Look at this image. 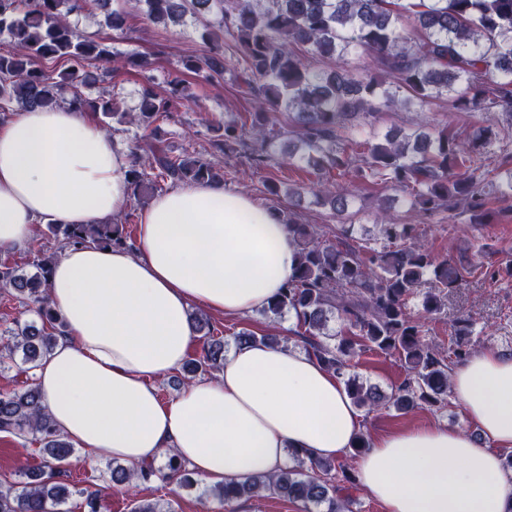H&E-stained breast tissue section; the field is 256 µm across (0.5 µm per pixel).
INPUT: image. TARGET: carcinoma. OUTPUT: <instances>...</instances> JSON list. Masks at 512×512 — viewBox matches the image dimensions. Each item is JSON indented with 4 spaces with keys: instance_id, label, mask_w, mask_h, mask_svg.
<instances>
[{
    "instance_id": "carcinoma-1",
    "label": "carcinoma",
    "mask_w": 512,
    "mask_h": 512,
    "mask_svg": "<svg viewBox=\"0 0 512 512\" xmlns=\"http://www.w3.org/2000/svg\"><path fill=\"white\" fill-rule=\"evenodd\" d=\"M143 21L176 23L186 15L218 17L207 32V53L185 61L184 68L202 81L213 73L237 70L256 105L249 118H212L218 132L215 149L236 152L251 165L305 164L321 180L307 187L316 198L342 215L354 198L351 190H330L325 177L353 173L362 183L391 184L405 192L410 209L433 216L461 205L470 223L481 224L485 198L491 190L512 203V173L502 181L485 183L477 175L473 154L491 144L496 134L487 128L464 141L452 126L432 134L423 126L380 132V112L394 107L416 112L432 99L447 97L448 111L498 107L512 116V0H136ZM109 0H0V35L12 49L0 53V103L21 108L57 106L65 92L89 75L85 64L96 60L115 77L127 66L145 68L148 62L118 57L101 44L82 38L70 25L73 14L105 12L112 29L125 26V15L108 11ZM226 33L236 40L234 59L224 60ZM351 55L372 58L384 74L357 79L342 68L322 71L308 59L325 57L344 63ZM60 69L47 73L41 64ZM167 96L151 84L142 87L139 111L121 109L117 99H88L74 93L67 100L78 112L101 125L115 119L148 130L168 121L186 103L195 101L178 80ZM294 114L290 130L276 114ZM288 138V158L276 157L277 140ZM130 199L141 204L163 183H216L223 175L198 154L174 153L164 146L147 157L136 156L128 171ZM298 254L294 274L263 312L273 321L294 314L306 350L343 380L354 404L368 411L440 409L451 394L453 367L472 352L476 322L459 313L448 346L426 338L422 318L445 307L448 292L460 287L473 272L464 254L439 256L419 240L417 225L382 224L384 242L356 248L322 237L314 224L293 215L283 218ZM62 233L61 248L87 243L101 248H134L125 225L51 224ZM57 255L38 250L23 273L0 262V290L32 306L39 322L16 323L0 332V366L16 360L24 371L35 369L49 354L64 324L49 300L50 277ZM419 299L422 313L411 311ZM341 324L330 332V323ZM201 334L199 355L183 366L187 379L219 370L227 342L195 319ZM369 351L395 355L405 370L402 381L384 393L350 373ZM0 433L30 435L40 445L43 465L25 474L26 481L0 487V512H58L72 496L84 497V512H101L96 493L78 490L69 466L75 447L52 423L35 386L0 392ZM370 439L360 433L342 461L317 460L297 449L288 450L294 465L270 475H250L213 486L224 512H235L243 499L275 494L302 504L308 512L326 506L327 512H352L349 491L356 488L353 467ZM164 465L138 468L116 461L109 482L130 489L155 480L192 485L189 470L171 449Z\"/></svg>"
}]
</instances>
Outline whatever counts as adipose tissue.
Masks as SVG:
<instances>
[{
	"instance_id": "obj_1",
	"label": "adipose tissue",
	"mask_w": 512,
	"mask_h": 512,
	"mask_svg": "<svg viewBox=\"0 0 512 512\" xmlns=\"http://www.w3.org/2000/svg\"><path fill=\"white\" fill-rule=\"evenodd\" d=\"M127 150L72 108L0 122V247L27 246L37 225L105 223L129 202ZM296 251L279 212L222 184L174 189L140 214L135 250L67 248L50 281L65 334L34 370L56 428L95 458L155 463L170 448L202 478L272 474L287 451L345 457L362 416L313 355L236 345L217 377L161 401L156 380L179 371L194 335L191 306L227 317L265 307ZM452 392L488 446L437 424L372 437L356 462L383 512H512V355L473 354Z\"/></svg>"
}]
</instances>
